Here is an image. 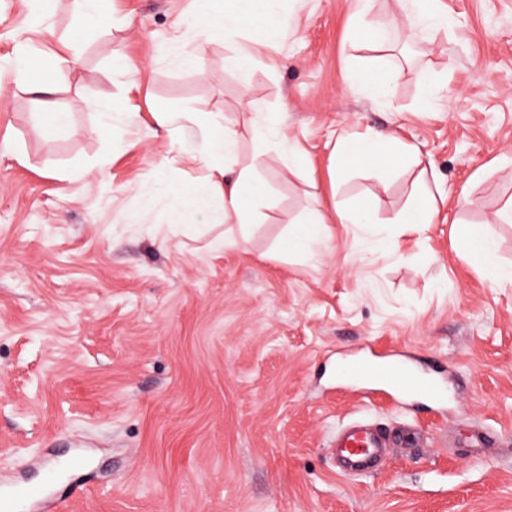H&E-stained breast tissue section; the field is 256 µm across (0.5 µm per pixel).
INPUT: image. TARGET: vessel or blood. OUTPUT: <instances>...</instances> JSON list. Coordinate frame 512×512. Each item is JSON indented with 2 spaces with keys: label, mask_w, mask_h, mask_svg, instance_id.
I'll return each instance as SVG.
<instances>
[{
  "label": "vessel or blood",
  "mask_w": 512,
  "mask_h": 512,
  "mask_svg": "<svg viewBox=\"0 0 512 512\" xmlns=\"http://www.w3.org/2000/svg\"><path fill=\"white\" fill-rule=\"evenodd\" d=\"M336 376L348 389L362 396L383 392L401 404L417 398L441 404L447 399L442 382L394 357L347 358L337 364ZM418 440L417 432L410 427L402 428L399 435L394 436L379 426L354 421L337 431L332 445L348 473L367 475L374 472L376 461L387 448L399 442L412 445ZM85 464L83 456L73 455L62 461L58 468L48 470L42 482L1 491L0 512H25L28 504L47 499L60 472Z\"/></svg>",
  "instance_id": "1"
}]
</instances>
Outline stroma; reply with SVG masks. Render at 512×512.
I'll use <instances>...</instances> for the list:
<instances>
[{
  "instance_id": "obj_1",
  "label": "stroma",
  "mask_w": 512,
  "mask_h": 512,
  "mask_svg": "<svg viewBox=\"0 0 512 512\" xmlns=\"http://www.w3.org/2000/svg\"><path fill=\"white\" fill-rule=\"evenodd\" d=\"M441 6L451 26L421 32L395 0H372L369 19L396 22L402 68L376 101L342 83L347 58L371 54L349 40L359 0H282L279 64L251 78L226 68L235 43L220 37L197 67L174 62L172 38L208 0H112L88 33L70 0H53L48 27L28 0H0V62L33 48L70 115L54 128L0 69V484L77 447L93 482L74 494L58 481L66 512H512V283L458 256L477 230L512 264L498 218L512 204V0ZM431 83L444 91L425 110ZM88 99L124 104L136 125L105 128ZM158 111L281 113L308 168L266 152L264 221L249 233L174 223L169 185L207 170L199 128L158 127ZM368 129L414 145L420 165L331 183L334 144ZM424 166L439 214L399 233ZM337 199L372 208L379 254L361 258L358 228L335 223L314 258L282 256L294 226ZM372 351L443 368L447 414L338 389L337 361ZM357 417L416 426L422 443L344 475L327 443Z\"/></svg>"
}]
</instances>
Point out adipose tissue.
Here are the masks:
<instances>
[{"label": "adipose tissue", "instance_id": "adipose-tissue-1", "mask_svg": "<svg viewBox=\"0 0 512 512\" xmlns=\"http://www.w3.org/2000/svg\"><path fill=\"white\" fill-rule=\"evenodd\" d=\"M212 12L219 16L220 25L199 19L193 24L199 42H206L217 33L225 37L237 36L245 27L256 26L266 31L269 39H276L287 26L288 19L280 10V0H211ZM393 24L367 20L365 11L355 17V34L377 50L378 55L367 67L347 68L343 81L374 99H385L397 80L396 66L385 57L391 43ZM14 83L18 89L40 95L43 105H50L53 88L49 83L35 80L36 58L25 45L19 46L11 62ZM193 123L202 127V140L197 157L209 169L206 183L176 188L181 199V213L215 210L223 222L237 224L247 230L255 226L254 204L267 192L259 169L262 150L274 148L287 157L290 172H298L305 165V154L296 141L288 137L277 112H257L241 125L220 122L210 114L194 112ZM251 137L258 150L249 162L238 160V149L244 137ZM406 161L407 156L399 138L393 133L372 132L360 140L359 146L340 145L337 159L330 166L331 179H341L358 172L369 177L388 173L389 160Z\"/></svg>", "mask_w": 512, "mask_h": 512}]
</instances>
